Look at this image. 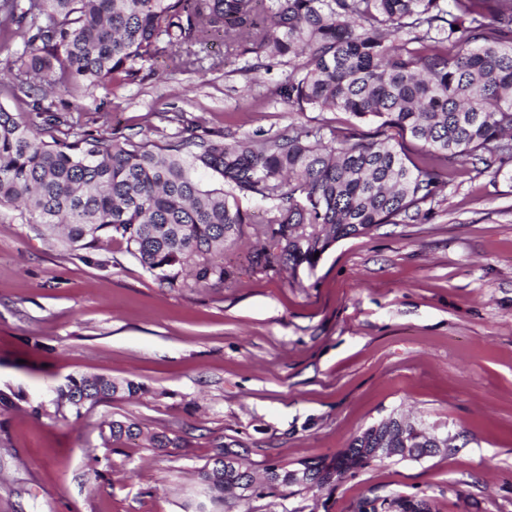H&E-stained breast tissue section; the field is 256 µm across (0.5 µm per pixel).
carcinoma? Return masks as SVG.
Listing matches in <instances>:
<instances>
[{"instance_id":"obj_1","label":"carcinoma","mask_w":512,"mask_h":512,"mask_svg":"<svg viewBox=\"0 0 512 512\" xmlns=\"http://www.w3.org/2000/svg\"><path fill=\"white\" fill-rule=\"evenodd\" d=\"M224 36L227 52L288 59L284 96L299 112L330 109L360 123L325 134L291 127L276 136L148 137L122 142L78 133L36 99L24 119L0 105V210L39 224L69 246L95 250L107 237L171 287L222 285L217 256L252 231L266 245L252 265L313 267L314 255L382 224L424 222L462 171L512 165V0H0V40L20 36L8 64L16 87L72 98L88 86L134 81L162 56L173 70L193 64V48ZM304 56L306 61L294 63ZM67 126L64 131L61 126ZM54 129L59 135L43 137ZM394 129L419 144L420 162L393 142ZM271 202L252 227L242 200ZM148 393L133 380L70 374L55 412ZM408 430L382 442L374 423L331 460L303 461L310 486L334 487L386 459L433 456L435 428L397 413ZM108 443L143 439L177 446L139 423L107 422ZM199 494L214 508L264 498L297 485L294 470L270 465L256 479L240 451L219 445L197 470ZM414 497L364 498L356 510L417 512Z\"/></svg>"}]
</instances>
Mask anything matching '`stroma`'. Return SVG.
<instances>
[{"label":"stroma","mask_w":512,"mask_h":512,"mask_svg":"<svg viewBox=\"0 0 512 512\" xmlns=\"http://www.w3.org/2000/svg\"><path fill=\"white\" fill-rule=\"evenodd\" d=\"M196 71L52 96L78 131L163 145L191 133L275 135L345 128L343 112H298L290 71L223 57ZM264 238L224 252V285L169 287L124 247L92 261L35 224L0 214V390L22 393L0 425V512H194L195 472L219 443L255 472L329 458L392 412L457 436L454 449L388 459L333 488L279 489L233 512H354L365 497H426L433 512H512V178L464 174L429 221L336 242L315 267L255 270ZM131 379L147 395L66 417L31 416L67 375ZM130 418L175 437L104 447Z\"/></svg>","instance_id":"35a3bbf8"}]
</instances>
